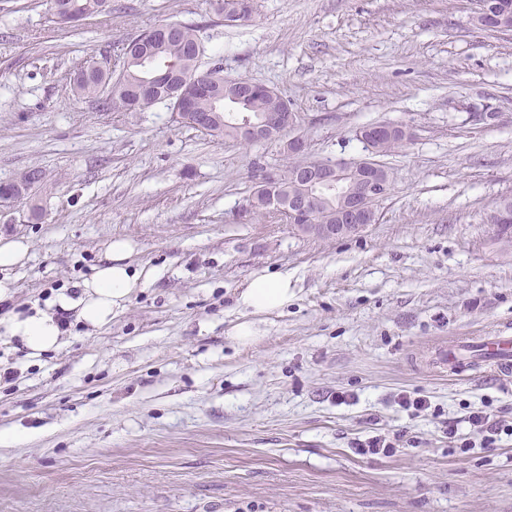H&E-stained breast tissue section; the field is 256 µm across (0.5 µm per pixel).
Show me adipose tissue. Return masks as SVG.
I'll use <instances>...</instances> for the list:
<instances>
[{
	"mask_svg": "<svg viewBox=\"0 0 512 512\" xmlns=\"http://www.w3.org/2000/svg\"><path fill=\"white\" fill-rule=\"evenodd\" d=\"M132 253L130 241L113 240L105 260L89 278L81 282L80 293L74 297L58 294L57 306L77 311L80 318L90 325L108 323L118 310L124 308L133 289L139 287L146 276L144 270L132 267L129 261ZM291 297L287 277L256 276L238 297L239 306L249 313L250 318L235 326L234 336L242 341L249 340L254 334L252 316L283 308ZM10 333L21 337L35 351L56 346L60 338L55 317L48 312L15 318L10 324Z\"/></svg>",
	"mask_w": 512,
	"mask_h": 512,
	"instance_id": "1",
	"label": "adipose tissue"
}]
</instances>
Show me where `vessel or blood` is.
Returning a JSON list of instances; mask_svg holds the SVG:
<instances>
[{
	"label": "vessel or blood",
	"mask_w": 512,
	"mask_h": 512,
	"mask_svg": "<svg viewBox=\"0 0 512 512\" xmlns=\"http://www.w3.org/2000/svg\"><path fill=\"white\" fill-rule=\"evenodd\" d=\"M433 368L448 374L490 368L501 379L512 378V334L495 330L440 346L431 354Z\"/></svg>",
	"instance_id": "b4317fda"
}]
</instances>
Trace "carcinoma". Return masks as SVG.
Segmentation results:
<instances>
[{
	"mask_svg": "<svg viewBox=\"0 0 512 512\" xmlns=\"http://www.w3.org/2000/svg\"><path fill=\"white\" fill-rule=\"evenodd\" d=\"M66 11L84 19L99 15L108 8L109 0H59ZM243 0H215L217 14L231 26L239 21L238 12ZM205 46L194 27L186 25L183 32L170 41L158 39L144 45L138 39L116 47L110 66L91 68L81 67L70 81V90L80 98L99 102L115 112L144 111L157 103H171L181 92L191 99L193 111L209 113L213 116L211 130L206 135L237 140L235 125L245 113L273 112L286 104L276 94L254 95L248 106L237 108L224 98V76L216 68L208 69L205 79L192 83V78L200 73V61L205 56ZM157 61L160 71L173 76L169 84L158 85L150 93L137 94L136 86L140 78L150 72L149 67L140 64L139 59ZM39 169H29L13 180L0 182V198L9 196L15 200L34 199L41 186L35 179Z\"/></svg>",
	"mask_w": 512,
	"mask_h": 512,
	"instance_id": "obj_1",
	"label": "carcinoma"
}]
</instances>
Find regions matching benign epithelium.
I'll return each mask as SVG.
<instances>
[{
	"label": "benign epithelium",
	"instance_id": "benign-epithelium-1",
	"mask_svg": "<svg viewBox=\"0 0 512 512\" xmlns=\"http://www.w3.org/2000/svg\"><path fill=\"white\" fill-rule=\"evenodd\" d=\"M476 23L498 34H511L512 23L505 13L476 11ZM239 138L249 143H281L283 151L302 158L309 153V142L297 133L282 140L285 132L298 127L296 112H267L254 120L245 115L238 123ZM412 137L404 124L378 123L360 128L358 137L369 146V156L356 160H310L291 175L296 189L280 194V177L264 178L252 192L248 204L259 197L268 199L273 211L297 230L322 239L356 234L377 221V205L390 192L393 175L378 160L379 144L394 134Z\"/></svg>",
	"mask_w": 512,
	"mask_h": 512
}]
</instances>
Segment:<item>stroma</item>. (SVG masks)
Returning a JSON list of instances; mask_svg holds the SVG:
<instances>
[{
  "instance_id": "obj_1",
  "label": "stroma",
  "mask_w": 512,
  "mask_h": 512,
  "mask_svg": "<svg viewBox=\"0 0 512 512\" xmlns=\"http://www.w3.org/2000/svg\"><path fill=\"white\" fill-rule=\"evenodd\" d=\"M475 8L253 0L228 27L213 0H112L70 26L50 0H0V181L44 176L35 201L0 208V237L29 245L0 272V374H15L0 377V512H512V437L480 448L465 421L486 408L512 423V382L426 361L435 343L512 332V246L482 221L512 196V35ZM170 22L197 28L205 67L288 101L311 158H364L360 127L409 125L377 223L320 239L251 219L262 174L288 162L278 144L67 90L86 61ZM116 238L150 280L107 324L72 321L31 355L13 318L49 310ZM258 272L287 275L293 296L252 317L236 299ZM399 433L390 457L351 446ZM475 14L476 23L483 29L498 34L512 33V24L508 21L507 13H494L482 7L477 8Z\"/></svg>"
}]
</instances>
